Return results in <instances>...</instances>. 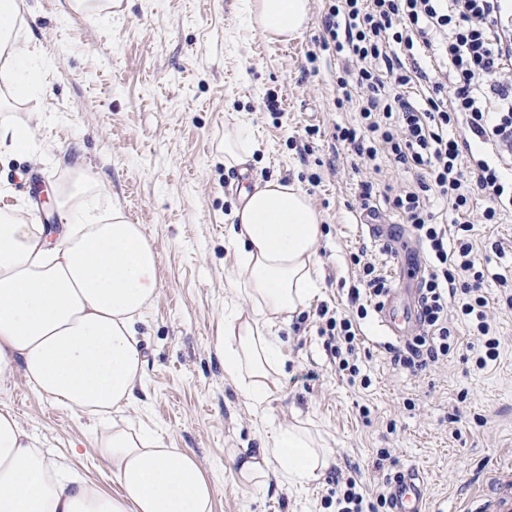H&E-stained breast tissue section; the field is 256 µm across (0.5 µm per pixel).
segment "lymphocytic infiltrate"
Segmentation results:
<instances>
[{"label": "lymphocytic infiltrate", "mask_w": 512, "mask_h": 512, "mask_svg": "<svg viewBox=\"0 0 512 512\" xmlns=\"http://www.w3.org/2000/svg\"><path fill=\"white\" fill-rule=\"evenodd\" d=\"M498 0H326L323 31L309 64L320 53L337 58L338 100L352 104L355 124L337 127L363 162L386 156L394 166L414 170L416 186L385 196L425 255L418 298L417 334L403 346H390L395 366L418 373L447 357L452 329L449 303L471 323L474 342L495 358L494 336L480 259L467 220L483 201L485 223H497L512 209V28L496 20ZM428 57L431 71L418 59ZM464 128L468 141L453 136ZM494 148V160L468 158L472 142ZM446 200L457 218L439 222L432 197ZM362 276L351 299L356 316L321 306L318 333L326 351L339 360L349 382L361 374L357 319L368 303L387 292L384 276L367 252L352 254Z\"/></svg>", "instance_id": "obj_1"}]
</instances>
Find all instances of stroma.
<instances>
[{
    "label": "stroma",
    "instance_id": "obj_1",
    "mask_svg": "<svg viewBox=\"0 0 512 512\" xmlns=\"http://www.w3.org/2000/svg\"><path fill=\"white\" fill-rule=\"evenodd\" d=\"M18 2L19 41L46 63L36 91L0 106V121L30 125L44 161L0 155V209H24L32 224H62L57 197L80 173L141 225L156 253L157 295L138 325L144 376L125 418L194 454L216 488L214 512H336L344 479L376 489L410 467L424 478L427 512H481L496 471L512 465V306L501 289L484 291L502 343L482 369L463 347L471 335L460 318V348L414 375L386 349L402 338L387 336L369 311L361 322L366 388L350 385L330 363L317 333L319 305L352 309L348 293L360 278L352 253L367 249L386 274L395 256L419 249L381 199L385 187L414 184V172L387 165L375 184L371 167L332 140L335 126L354 114L334 103V64L324 59L319 74L309 71L322 0H312L305 31L287 43L251 28L243 0H112L102 14L72 10L68 0ZM271 93L277 117L265 106ZM242 117L262 144L244 175L224 166V129ZM311 125L320 136L306 135ZM272 179L305 189L322 217L321 288L279 326L284 371L257 404L224 377V321L249 307L226 235L241 188ZM369 181L378 221L392 235L388 252L356 207ZM469 220L489 271L512 267V213L496 224L476 212ZM0 405L79 475L117 492L97 458L102 432L86 415L36 393L20 370L0 388ZM288 424L326 440L324 474L305 487L243 484L235 454L261 447ZM383 449L391 460L380 471Z\"/></svg>",
    "mask_w": 512,
    "mask_h": 512
}]
</instances>
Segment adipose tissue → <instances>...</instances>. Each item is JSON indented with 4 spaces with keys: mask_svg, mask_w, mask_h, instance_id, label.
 Returning <instances> with one entry per match:
<instances>
[{
    "mask_svg": "<svg viewBox=\"0 0 512 512\" xmlns=\"http://www.w3.org/2000/svg\"><path fill=\"white\" fill-rule=\"evenodd\" d=\"M249 21L279 42L305 30L311 0H246ZM15 0H0V55L13 65L7 88L19 100L34 83L37 60L10 24ZM259 143L249 124L224 132V163L248 172ZM88 190L75 179L60 197L74 221L31 224L20 211H0V385L23 371L31 387L105 426L97 450L120 491L113 494L73 473L15 414L0 408V512H213L215 488L184 448L120 425L115 415L136 399L144 358L137 339L157 291L156 259L140 225L120 206L74 209ZM229 227L235 264L252 308L225 325L224 376L244 382L263 402L284 357L278 324L316 294L321 216L296 184L276 180L242 189ZM330 463L324 440L299 425L280 428L258 454H244L240 477L265 484L275 465L292 486L320 478Z\"/></svg>",
    "mask_w": 512,
    "mask_h": 512,
    "instance_id": "obj_1",
    "label": "adipose tissue"
}]
</instances>
